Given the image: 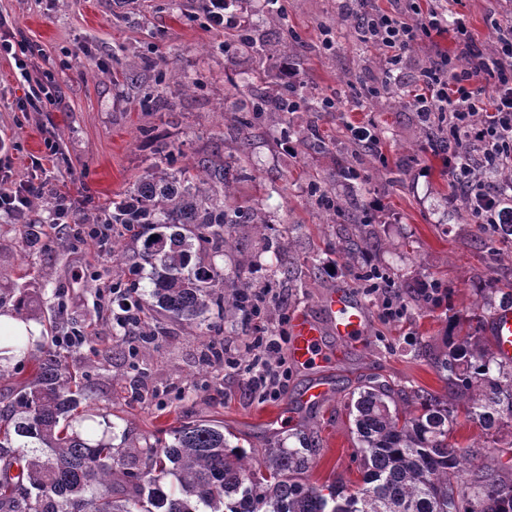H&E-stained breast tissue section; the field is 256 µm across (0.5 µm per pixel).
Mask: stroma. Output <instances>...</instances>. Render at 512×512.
<instances>
[{
	"mask_svg": "<svg viewBox=\"0 0 512 512\" xmlns=\"http://www.w3.org/2000/svg\"><path fill=\"white\" fill-rule=\"evenodd\" d=\"M339 0H234L223 24L199 10L195 0H0V45L22 43L26 53L0 48V189L44 183L70 207L92 213L122 194L160 157L172 167L213 154L230 169L246 168L234 183L231 202L263 209L265 232L237 225L234 245L213 262L225 278L251 270L274 278L273 300L262 321L225 317L218 338L237 368L204 372L199 357L205 341L199 328L159 318L163 333L149 348H137L105 307L101 287L137 280L134 260L113 257L58 221L54 205L29 213L33 224L55 225L38 251L14 249L13 217L0 214V284H18L35 299L33 322L45 345L55 337L85 332L80 344L63 348L69 371L81 374L97 421L110 427L113 445L137 441L173 425L177 417L220 418L241 447L261 450L301 434L316 450L310 478L317 483L359 478L347 405L354 391L372 380L418 387L443 395L444 381L423 356L445 347L446 314L471 308L474 290L492 280L512 281V238L497 242V255L481 245L474 221L449 211L448 170L440 157L419 151L421 125L409 104L373 98L356 108L360 93L376 85L386 68L383 52L359 49L351 20ZM448 10L466 15L476 40L487 42L492 14L512 13V0H448ZM264 45L257 55L241 37ZM451 32L435 35L407 56L402 89L420 93L418 76L437 52H451ZM298 72L299 97L340 99V110H324L320 133L328 151L306 141L309 114L270 110L249 137L232 122L235 112L258 97L288 88L286 67ZM249 75V86L231 93V83ZM167 107L146 110L156 95ZM296 134L279 136L283 121ZM368 123L380 134L389 160L409 159L403 184L371 181L356 193L336 183V165L347 153L346 128ZM319 182L339 201L373 208L380 239L351 272L335 268L336 226L310 196ZM289 239L300 268L296 281L279 276L280 260L263 247V236ZM384 268L395 283L440 279L445 287L434 310L408 302L407 313L387 316L382 301L359 288L368 265ZM345 291L363 306V343L339 340L324 331L331 363L289 366L277 397L265 398L247 385L242 371L254 336L278 329L281 316L323 319L322 298ZM61 321L51 322L56 307ZM143 381L157 396L135 398L119 378ZM332 386L329 398L307 408L302 394L316 378Z\"/></svg>",
	"mask_w": 512,
	"mask_h": 512,
	"instance_id": "obj_1",
	"label": "stroma"
}]
</instances>
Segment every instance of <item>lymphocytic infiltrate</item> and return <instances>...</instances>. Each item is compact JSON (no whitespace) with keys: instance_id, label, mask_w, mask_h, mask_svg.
Returning a JSON list of instances; mask_svg holds the SVG:
<instances>
[{"instance_id":"f902f5d3","label":"lymphocytic infiltrate","mask_w":512,"mask_h":512,"mask_svg":"<svg viewBox=\"0 0 512 512\" xmlns=\"http://www.w3.org/2000/svg\"><path fill=\"white\" fill-rule=\"evenodd\" d=\"M359 4L367 39L388 53L387 63L399 68L404 56L420 41L453 23L460 50L433 58L422 74L426 87L411 106L421 121L448 116V174L453 182L469 189V209L475 223L500 224L507 217L501 205V187L483 180L481 166L498 172L512 170V19L494 21L496 37L491 45L478 46L468 32L464 17H449L447 11L421 9L417 0H404L402 10H386L372 0H342L343 6ZM480 152L481 166L458 163L459 149ZM288 340L287 329L254 339L275 362L258 378H249L252 390L277 396L288 372L281 354Z\"/></svg>"}]
</instances>
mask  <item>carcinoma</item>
Masks as SVG:
<instances>
[{
    "label": "carcinoma",
    "instance_id": "obj_1",
    "mask_svg": "<svg viewBox=\"0 0 512 512\" xmlns=\"http://www.w3.org/2000/svg\"><path fill=\"white\" fill-rule=\"evenodd\" d=\"M263 112L235 116L242 129ZM336 167V182L362 180L363 144ZM404 170L374 166L372 177L398 181ZM224 160L202 158L176 169L155 164L96 217L112 225V255L129 245L148 267L150 300L130 285L112 282V304L124 316L117 325L146 348L159 335L155 313L202 326L211 316L245 315L263 296L247 278L225 279L211 255L232 244L243 220L259 227L258 208L229 207L232 189ZM336 262L345 268L376 245L377 231L364 212L336 204ZM18 247L44 245L45 232L16 224ZM512 306V291L490 282L477 289L468 315L448 317L450 341L432 364L448 385V398L416 389L394 390L370 382L351 398L359 483L349 488L308 478L315 449L279 444L246 452L224 434L220 420H195L165 430L168 438L114 447L106 434L84 426L86 387L59 353L31 336H8L34 373L0 406V512H512V452L484 458L487 441L512 430V360L494 355L484 323ZM202 361L224 363L219 341L209 338ZM477 427L485 441L462 447L458 425Z\"/></svg>",
    "mask_w": 512,
    "mask_h": 512
}]
</instances>
